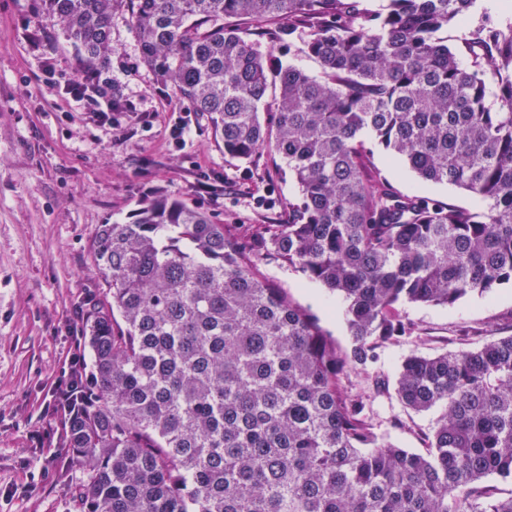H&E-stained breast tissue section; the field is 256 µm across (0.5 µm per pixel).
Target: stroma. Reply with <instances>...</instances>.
<instances>
[{
  "mask_svg": "<svg viewBox=\"0 0 512 512\" xmlns=\"http://www.w3.org/2000/svg\"><path fill=\"white\" fill-rule=\"evenodd\" d=\"M252 39L275 62L320 71L306 54V29L288 40L271 23ZM79 70L41 0H0V512H79L76 491L87 473L62 446L52 391L81 333V307L105 287L91 248L99 225L130 222L150 193L164 191L243 238L256 225L287 223L288 205L298 198L279 155L266 152L249 163L226 157L208 117L141 65L129 12L113 16L112 55L99 72L135 111L114 112L103 125L45 82L47 74L64 81ZM181 118L190 131L177 144L169 128ZM370 167L401 194L474 203L457 188L421 183L382 148H375ZM204 173L211 184L206 195L197 189ZM257 273L307 309L339 348H349L338 296L275 261L259 264ZM402 314L415 326L413 338L384 345L378 362L349 373L346 384L363 397L379 438L422 453L438 413H416L398 401L402 360L512 335V286L451 307L407 304ZM379 380L385 388H376Z\"/></svg>",
  "mask_w": 512,
  "mask_h": 512,
  "instance_id": "stroma-1",
  "label": "stroma"
}]
</instances>
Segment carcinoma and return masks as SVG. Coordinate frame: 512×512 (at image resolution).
<instances>
[{"label":"carcinoma","instance_id":"1","mask_svg":"<svg viewBox=\"0 0 512 512\" xmlns=\"http://www.w3.org/2000/svg\"><path fill=\"white\" fill-rule=\"evenodd\" d=\"M474 2L43 0L87 69L128 10L142 63L224 155L271 150L300 193L251 242L163 191L99 225L93 401L66 436L83 512H512L487 483L512 482V335L403 359L400 403L441 411L424 454L379 439L344 383L414 334L403 305L512 285V26H468ZM271 22L308 31L319 76L258 54L250 28ZM457 25L463 57L444 36ZM376 144L477 205L397 193L369 170ZM267 260L341 299L348 349L256 274Z\"/></svg>","mask_w":512,"mask_h":512}]
</instances>
